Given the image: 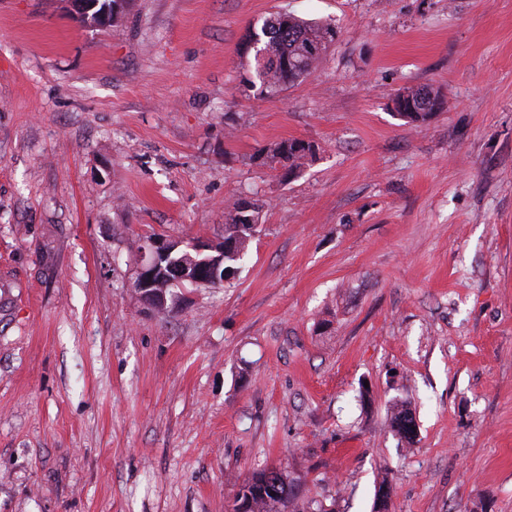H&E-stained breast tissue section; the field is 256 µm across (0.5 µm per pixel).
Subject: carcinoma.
<instances>
[{"label":"carcinoma","instance_id":"cac0c4a2","mask_svg":"<svg viewBox=\"0 0 512 512\" xmlns=\"http://www.w3.org/2000/svg\"><path fill=\"white\" fill-rule=\"evenodd\" d=\"M336 35L329 23H320L298 17L290 12L276 13L264 19L262 25L252 32L260 43L263 54L254 57V72L243 78L250 88H259L262 95H274L285 87L302 83L312 74L316 63L326 51L327 45ZM397 96L413 103L414 109L403 113L409 122H425L441 100L438 93L427 88H406ZM314 151L298 152L290 141L276 143L266 149L264 160L270 165H278L289 175H294L303 167ZM253 231L245 225L239 208V200L227 205L224 211V240L235 242V248L224 251V268H233L248 247ZM413 420L408 405L395 404L391 416V426L397 435L411 441L412 436L403 431V424ZM280 497L273 498L266 488V471H261L245 480L238 493L247 505L246 512H276L277 506L290 501L292 491L285 472H280Z\"/></svg>","mask_w":512,"mask_h":512}]
</instances>
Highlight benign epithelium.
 I'll return each mask as SVG.
<instances>
[{
  "label": "benign epithelium",
  "mask_w": 512,
  "mask_h": 512,
  "mask_svg": "<svg viewBox=\"0 0 512 512\" xmlns=\"http://www.w3.org/2000/svg\"><path fill=\"white\" fill-rule=\"evenodd\" d=\"M183 248L200 256L185 264L175 276L167 275L164 262L176 250ZM224 264V245L214 242L195 241L184 243L164 236L146 240L141 260L136 269L134 286L140 299L150 309L163 312L168 307V296L158 291L162 282L176 287L188 282L195 287L220 282V268Z\"/></svg>",
  "instance_id": "benign-epithelium-1"
}]
</instances>
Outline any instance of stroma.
Returning <instances> with one entry per match:
<instances>
[{
    "label": "stroma",
    "instance_id": "35a3bbf8",
    "mask_svg": "<svg viewBox=\"0 0 512 512\" xmlns=\"http://www.w3.org/2000/svg\"><path fill=\"white\" fill-rule=\"evenodd\" d=\"M281 10L336 38L263 96ZM242 196L231 279L148 310L143 239ZM270 466L285 512H512V0H0V512H232ZM402 97V98H399ZM412 102L414 105V110H409L406 112V103ZM435 101H439V108H441L443 102L440 95L437 92L429 90L427 88H406L397 93V97H394L392 100L393 108L396 112L403 114L404 119L409 122H425L430 115L432 114V110L435 106ZM315 151L309 149V153L296 152L290 140L281 141L266 149L264 152L265 163L279 165L288 175H294L303 167L308 157H312Z\"/></svg>",
    "mask_w": 512,
    "mask_h": 512
}]
</instances>
